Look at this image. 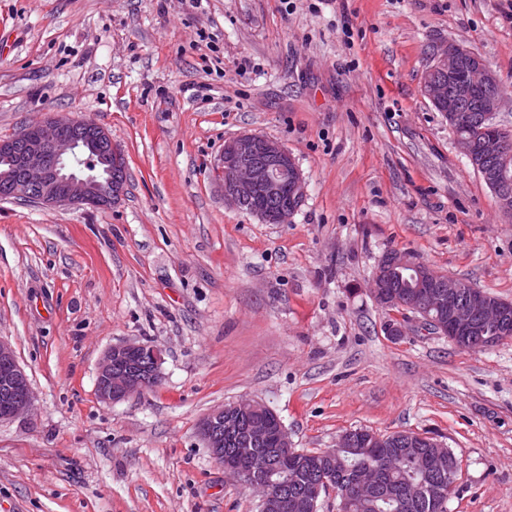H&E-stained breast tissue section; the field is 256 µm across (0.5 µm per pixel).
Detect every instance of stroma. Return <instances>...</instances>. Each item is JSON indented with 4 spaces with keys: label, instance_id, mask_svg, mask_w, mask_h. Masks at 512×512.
I'll return each instance as SVG.
<instances>
[{
    "label": "stroma",
    "instance_id": "obj_1",
    "mask_svg": "<svg viewBox=\"0 0 512 512\" xmlns=\"http://www.w3.org/2000/svg\"><path fill=\"white\" fill-rule=\"evenodd\" d=\"M506 7L0 0V138L64 112L128 160L106 209L0 200V339L35 399L0 421V512H259L198 435L245 396L299 450L434 438L460 464L448 512H512V339L460 349L369 291L396 251L512 302V221L421 91L433 47L465 43L512 129ZM241 132L296 158L290 223L225 205L213 165ZM129 341L161 350V380L103 402L98 366Z\"/></svg>",
    "mask_w": 512,
    "mask_h": 512
}]
</instances>
